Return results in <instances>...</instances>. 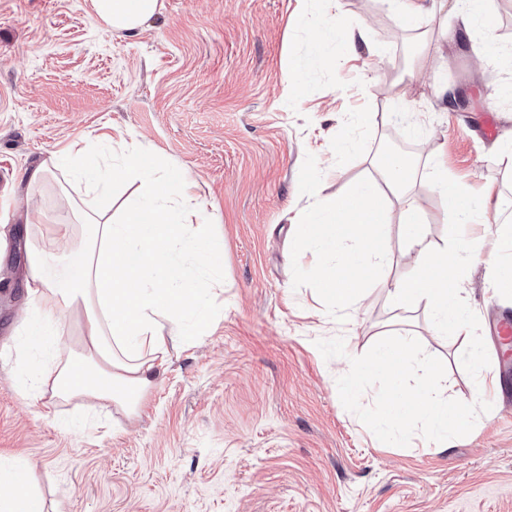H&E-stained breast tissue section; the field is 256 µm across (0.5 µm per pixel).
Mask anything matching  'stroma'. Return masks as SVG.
<instances>
[{
	"mask_svg": "<svg viewBox=\"0 0 512 512\" xmlns=\"http://www.w3.org/2000/svg\"><path fill=\"white\" fill-rule=\"evenodd\" d=\"M159 2L132 34L108 30L91 0H0V456L30 462L47 512H512V379L497 331L512 297L488 286L512 232L462 282L503 390L445 450L380 442L337 380L398 330L444 362L442 396L468 402V337L437 334L425 305L392 309L369 279L337 307L320 290L321 256L288 245L307 187L334 197L378 181L393 144L416 171L438 161L466 191L490 192L512 223V0H482L487 27L450 44L455 12L401 25L389 0ZM339 23L363 29L366 45L346 53L329 34ZM489 38L497 53L477 60ZM444 88L457 98L447 111ZM490 116L491 140L480 133ZM111 130L136 140L144 163L193 177L204 228L224 244L222 287L197 282L211 331L178 343L134 416L22 396L29 231L16 214L66 224V197L84 192L65 168L27 192L25 171L80 141L84 165L112 175L120 214L141 182L113 176ZM412 191L433 247L482 234L454 223L432 182Z\"/></svg>",
	"mask_w": 512,
	"mask_h": 512,
	"instance_id": "1",
	"label": "stroma"
}]
</instances>
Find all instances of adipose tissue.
<instances>
[{
	"label": "adipose tissue",
	"instance_id": "adipose-tissue-1",
	"mask_svg": "<svg viewBox=\"0 0 512 512\" xmlns=\"http://www.w3.org/2000/svg\"><path fill=\"white\" fill-rule=\"evenodd\" d=\"M92 5L109 29L133 32L156 12L159 0H92ZM123 148L118 172H143L147 179L142 193L125 204L121 220L112 217V189L101 173L72 167L74 179L86 185L84 197L68 201L75 223L66 225L61 239L32 238L25 274L32 312L23 347L53 359L52 374L34 376L40 395L109 402L134 414L175 341L210 329L211 313L187 267L195 265L202 275L219 280L224 249L196 222L203 205L192 177L143 165L137 142ZM378 169L404 216L411 276L393 280L386 273L382 229L388 207L367 182L348 183L333 198H316L295 227L296 243L331 255L318 279L339 306L353 302L352 282L372 270L393 309L425 304L439 332L465 334L460 282L473 248L457 247L456 263L448 265L446 254L427 240L420 204L410 188L415 169L387 153ZM424 177L437 185L455 222L484 220L485 203L471 197L441 165H432ZM73 319L81 324L75 349L63 342ZM0 512H44L28 462L0 458Z\"/></svg>",
	"mask_w": 512,
	"mask_h": 512
}]
</instances>
